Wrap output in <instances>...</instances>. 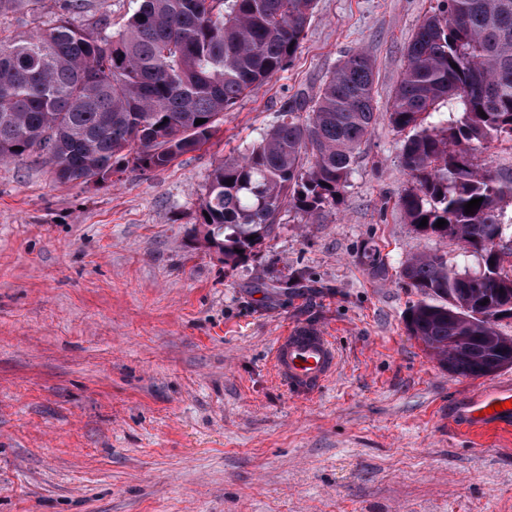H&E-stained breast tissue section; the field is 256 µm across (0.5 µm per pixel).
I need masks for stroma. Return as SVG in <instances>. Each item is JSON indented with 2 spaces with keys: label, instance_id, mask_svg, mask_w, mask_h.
Returning <instances> with one entry per match:
<instances>
[{
  "label": "stroma",
  "instance_id": "1",
  "mask_svg": "<svg viewBox=\"0 0 512 512\" xmlns=\"http://www.w3.org/2000/svg\"><path fill=\"white\" fill-rule=\"evenodd\" d=\"M438 2L316 0L293 62L166 168L61 184L41 160L0 161V512H512V438L477 450L453 425L512 366L456 376L405 327L410 255L482 266L398 207L410 178L386 111ZM62 13L45 0L0 26L26 36ZM357 50L378 119L340 202L313 223L283 209L258 255L225 266L197 222L210 172ZM294 323L340 353L308 396L269 360Z\"/></svg>",
  "mask_w": 512,
  "mask_h": 512
}]
</instances>
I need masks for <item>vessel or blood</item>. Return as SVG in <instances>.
<instances>
[{"label":"vessel or blood","mask_w":512,"mask_h":512,"mask_svg":"<svg viewBox=\"0 0 512 512\" xmlns=\"http://www.w3.org/2000/svg\"><path fill=\"white\" fill-rule=\"evenodd\" d=\"M271 362L278 379L298 395H310L326 385L338 366L336 348L327 333L317 327L294 324L276 338ZM512 402V393L497 390L486 392L467 408L463 427L469 432H479L486 420L489 407Z\"/></svg>","instance_id":"1"}]
</instances>
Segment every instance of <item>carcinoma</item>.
<instances>
[{
	"label": "carcinoma",
	"mask_w": 512,
	"mask_h": 512,
	"mask_svg": "<svg viewBox=\"0 0 512 512\" xmlns=\"http://www.w3.org/2000/svg\"><path fill=\"white\" fill-rule=\"evenodd\" d=\"M136 2L115 36L106 34L105 13L92 16L95 34L65 18L23 39L0 28V161L37 157L64 184L105 182L128 158L143 170L163 169L206 144L225 110L286 68L314 6ZM41 4L0 0V16L35 13ZM404 57L388 109L389 123L404 135L401 164L412 180L398 207L419 234L457 239L483 261L469 274L444 254L408 258L402 276L420 299L409 308L406 329L456 375L481 378L472 359L480 339L496 334L500 293L512 298V281L496 268L499 253L512 251L502 206L512 199V178L474 164L473 151L490 140L512 141V0H442ZM374 80L367 52L343 56L312 110L303 97L289 100L248 153L213 168L199 221L224 265L261 251L284 204L309 219L336 206L376 122ZM445 102L457 117L428 121ZM478 198L480 207L466 213L465 204ZM439 219L447 221L442 228Z\"/></svg>",
	"instance_id": "obj_1"
}]
</instances>
